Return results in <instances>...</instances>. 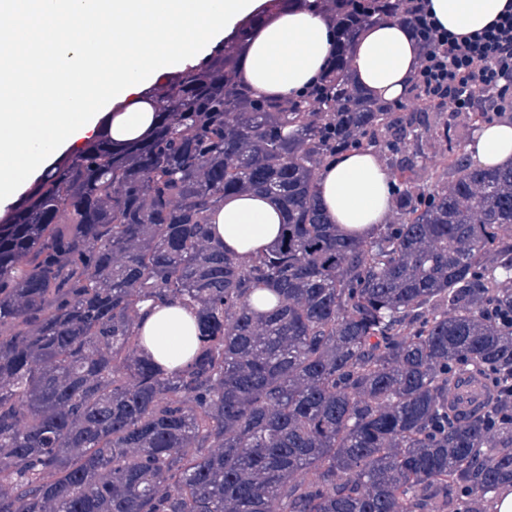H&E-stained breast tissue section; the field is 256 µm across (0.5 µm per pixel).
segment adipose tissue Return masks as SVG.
Segmentation results:
<instances>
[{
    "instance_id": "adipose-tissue-1",
    "label": "adipose tissue",
    "mask_w": 512,
    "mask_h": 512,
    "mask_svg": "<svg viewBox=\"0 0 512 512\" xmlns=\"http://www.w3.org/2000/svg\"><path fill=\"white\" fill-rule=\"evenodd\" d=\"M512 0H428L437 23L457 35L486 28ZM262 0H16L5 32L12 46L0 61V209L9 206L23 177L42 169L64 144L99 131L100 111L113 113V140L140 138L155 122L140 93L188 56L214 49L224 35L255 15ZM334 44L322 17L303 4L257 27L240 73L260 92L281 98L321 73ZM419 47L400 21L370 26L352 49L350 71L372 97L406 96ZM468 152L481 164L512 163V124L480 125ZM321 205L333 223L369 236L392 210L390 174L372 151H348L318 175ZM281 216L267 199H225L212 236L243 261L274 244ZM140 333L160 365L186 364L197 346L193 316L179 305L144 307Z\"/></svg>"
}]
</instances>
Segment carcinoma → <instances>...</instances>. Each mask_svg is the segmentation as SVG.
<instances>
[{"mask_svg": "<svg viewBox=\"0 0 512 512\" xmlns=\"http://www.w3.org/2000/svg\"><path fill=\"white\" fill-rule=\"evenodd\" d=\"M267 0L193 65L142 90L135 141L62 154L0 216V512H470L512 485V410L448 409L452 382L512 377V164L448 149V185L413 194L403 115L346 77L362 32L402 0H334L318 121L239 74ZM349 149L396 159L401 222L351 238L318 202ZM272 199L283 233L244 263L211 241L230 194ZM255 290L275 296L266 310ZM147 299L194 307L199 345L144 354ZM313 471V479L295 475Z\"/></svg>", "mask_w": 512, "mask_h": 512, "instance_id": "obj_1", "label": "carcinoma"}]
</instances>
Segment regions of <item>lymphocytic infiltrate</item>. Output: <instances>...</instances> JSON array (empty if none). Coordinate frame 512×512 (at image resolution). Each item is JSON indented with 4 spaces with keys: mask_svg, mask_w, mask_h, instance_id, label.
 Instances as JSON below:
<instances>
[{
    "mask_svg": "<svg viewBox=\"0 0 512 512\" xmlns=\"http://www.w3.org/2000/svg\"><path fill=\"white\" fill-rule=\"evenodd\" d=\"M404 6L422 46L411 86L418 111L488 117L512 112V8L481 32L457 36L435 24L427 0H404Z\"/></svg>",
    "mask_w": 512,
    "mask_h": 512,
    "instance_id": "1",
    "label": "lymphocytic infiltrate"
}]
</instances>
